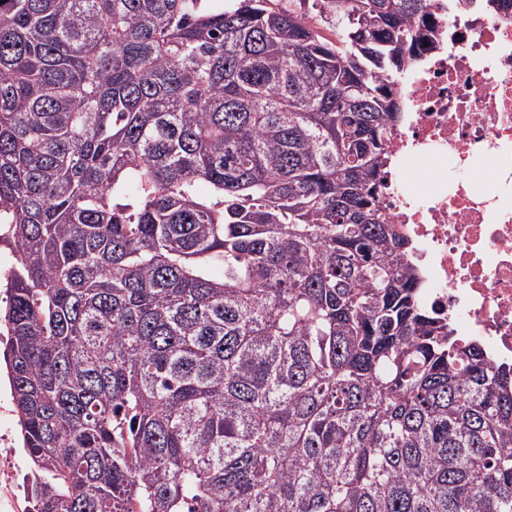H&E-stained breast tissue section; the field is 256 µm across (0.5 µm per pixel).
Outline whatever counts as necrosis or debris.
I'll use <instances>...</instances> for the list:
<instances>
[{"mask_svg": "<svg viewBox=\"0 0 512 512\" xmlns=\"http://www.w3.org/2000/svg\"><path fill=\"white\" fill-rule=\"evenodd\" d=\"M431 45L402 82L407 120L394 162L424 159L435 179L415 189L404 170L387 178L388 222L404 225L425 273V296L460 322L494 360L512 362V173L486 194L479 178L512 169V0L449 11L428 0ZM14 441L0 432V512H26L15 493Z\"/></svg>", "mask_w": 512, "mask_h": 512, "instance_id": "obj_1", "label": "necrosis or debris"}]
</instances>
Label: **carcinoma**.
Listing matches in <instances>:
<instances>
[{
    "label": "carcinoma",
    "instance_id": "cac0c4a2",
    "mask_svg": "<svg viewBox=\"0 0 512 512\" xmlns=\"http://www.w3.org/2000/svg\"><path fill=\"white\" fill-rule=\"evenodd\" d=\"M426 6L0 0L30 512H512V367L383 213Z\"/></svg>",
    "mask_w": 512,
    "mask_h": 512
}]
</instances>
